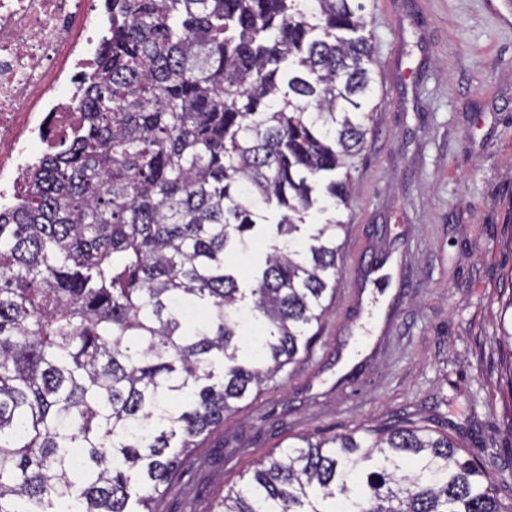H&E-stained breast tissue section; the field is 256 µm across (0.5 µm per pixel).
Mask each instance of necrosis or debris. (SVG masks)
I'll return each mask as SVG.
<instances>
[{"mask_svg":"<svg viewBox=\"0 0 512 512\" xmlns=\"http://www.w3.org/2000/svg\"><path fill=\"white\" fill-rule=\"evenodd\" d=\"M110 27L104 0H0V209L20 202L41 155L78 124L80 86Z\"/></svg>","mask_w":512,"mask_h":512,"instance_id":"4bbe7bcc","label":"necrosis or debris"}]
</instances>
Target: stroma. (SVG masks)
Instances as JSON below:
<instances>
[{
	"label": "stroma",
	"instance_id": "obj_1",
	"mask_svg": "<svg viewBox=\"0 0 512 512\" xmlns=\"http://www.w3.org/2000/svg\"><path fill=\"white\" fill-rule=\"evenodd\" d=\"M376 111L350 170L336 298L308 352L212 428L158 512H212L297 436L425 427L492 478L512 467V27L486 0H366ZM392 257V293L359 389L337 380L351 300Z\"/></svg>",
	"mask_w": 512,
	"mask_h": 512
}]
</instances>
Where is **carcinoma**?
Here are the masks:
<instances>
[{
  "mask_svg": "<svg viewBox=\"0 0 512 512\" xmlns=\"http://www.w3.org/2000/svg\"><path fill=\"white\" fill-rule=\"evenodd\" d=\"M110 2L78 129L0 210V512H157L198 439L308 350L340 274L372 120L365 0ZM273 212L242 288L227 260ZM215 512L512 504L448 436L397 426L300 436Z\"/></svg>",
  "mask_w": 512,
  "mask_h": 512,
  "instance_id": "cac0c4a2",
  "label": "carcinoma"
}]
</instances>
